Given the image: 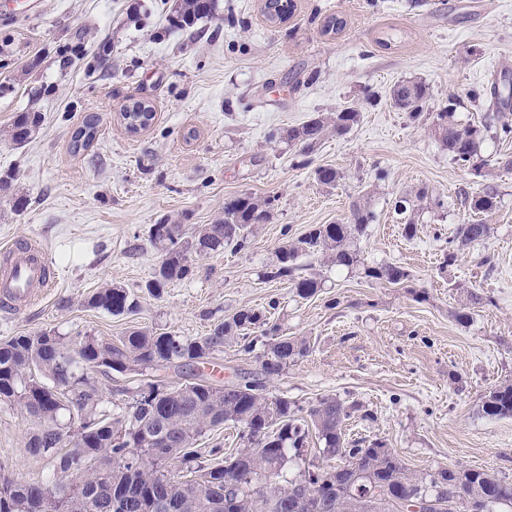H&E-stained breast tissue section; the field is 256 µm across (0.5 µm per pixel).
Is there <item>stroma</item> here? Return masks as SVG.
I'll use <instances>...</instances> for the list:
<instances>
[{"label": "stroma", "instance_id": "35a3bbf8", "mask_svg": "<svg viewBox=\"0 0 512 512\" xmlns=\"http://www.w3.org/2000/svg\"><path fill=\"white\" fill-rule=\"evenodd\" d=\"M39 2L34 20L0 19V175H15L28 198L17 211L0 196V246L38 237L57 284L25 311L0 313V341L46 329L202 336L238 310L271 305L288 335L312 346L269 382L273 393L303 408L327 395L361 404L371 417L348 420L347 439H383L409 469L512 479V419L481 410L483 395L512 379V140L487 138L482 153L500 165L477 176L453 163L429 123L410 122L390 100L396 82L422 81L430 112L453 95L461 122L480 119L492 83L512 77V0H295L277 25L263 17V0H219L214 17L188 30L172 24L176 0ZM332 14L345 25L324 32ZM133 100L155 112L135 136L118 118ZM347 106L359 109V122L322 140L310 165L279 138L313 113ZM20 112L41 119L18 146L5 132ZM89 115L99 118L98 135L72 153V134ZM319 166L342 179L319 184ZM489 186L500 197L490 238L442 266L449 235L468 217L458 191ZM420 192L446 206L420 210L408 240L393 201ZM241 193L273 198L272 219L243 250L201 257L193 276L151 295L145 284L158 253L149 226L166 214L212 223ZM357 202L376 215L363 258L403 266L411 282L370 284L315 255L299 260L303 274L325 282L312 298L262 280L279 246L308 225L346 220ZM487 255L495 270L483 265ZM112 284L138 300L136 314L89 306ZM469 289L490 303L463 327L451 314ZM30 426L0 409V465L42 479L53 465L27 452Z\"/></svg>", "mask_w": 512, "mask_h": 512}]
</instances>
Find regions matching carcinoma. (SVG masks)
<instances>
[{"instance_id": "1", "label": "carcinoma", "mask_w": 512, "mask_h": 512, "mask_svg": "<svg viewBox=\"0 0 512 512\" xmlns=\"http://www.w3.org/2000/svg\"><path fill=\"white\" fill-rule=\"evenodd\" d=\"M267 20L291 13L292 0H267ZM218 0H181L175 25L183 29L214 16ZM394 106L412 122L424 117L429 91L420 81L402 80L390 92ZM457 101L433 116L431 131L452 161L480 176L492 159L482 156L489 133L512 139V82L505 79L491 91V112L478 122L455 118ZM36 112H21L8 136L16 145L31 137L39 124ZM353 106L319 112L300 127L288 129V144L306 156L326 134L344 135L358 123ZM98 122L87 117L72 136L73 150L96 138ZM14 177L0 178V191L15 209L25 196L13 191ZM274 199L241 194L224 201V215L210 224H185L164 215L149 227V243L160 260L146 283L161 295L169 284L193 275L194 258L245 246L258 220L271 219ZM460 203L475 218L456 226L448 238L444 265L461 250L486 241L488 224L498 208L497 193L460 194ZM373 212L353 208L342 223L316 224L280 246L267 280H283L300 299L314 297L322 282L300 275L298 259L322 254L338 270L358 273L381 285H402L408 270L392 263L365 262L356 247ZM88 304L113 316H128L138 302L125 288L107 285ZM244 355L256 354L257 375L218 379L210 359L226 346ZM310 343L283 333L267 309L246 308L219 322L204 336L134 328L113 340L91 335L62 336L55 331L14 336L0 342V404L19 411L35 424L26 444L36 458L54 462L47 478L26 481L0 466V512H500L512 509V481L484 469L439 467L413 474L375 438L349 441L345 422L358 407L324 396L307 409L269 392L267 382L290 364L308 356ZM174 368L184 381L171 385L150 379L123 389L118 412L106 410L110 398L98 375ZM487 416L512 418V382L482 398ZM232 422L242 427V447L224 453L223 445L199 448L197 442ZM316 437L319 456L308 457ZM336 459L337 465L329 464ZM304 464L288 473L292 461ZM427 506L414 510L419 500Z\"/></svg>"}]
</instances>
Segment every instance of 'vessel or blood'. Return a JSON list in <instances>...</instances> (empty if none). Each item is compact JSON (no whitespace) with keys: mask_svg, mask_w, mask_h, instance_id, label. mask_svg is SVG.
<instances>
[{"mask_svg":"<svg viewBox=\"0 0 512 512\" xmlns=\"http://www.w3.org/2000/svg\"><path fill=\"white\" fill-rule=\"evenodd\" d=\"M55 285L48 253L37 239L0 247V307L24 310Z\"/></svg>","mask_w":512,"mask_h":512,"instance_id":"vessel-or-blood-1","label":"vessel or blood"}]
</instances>
